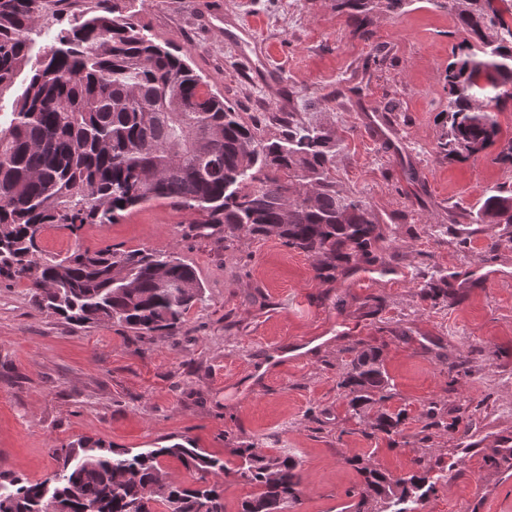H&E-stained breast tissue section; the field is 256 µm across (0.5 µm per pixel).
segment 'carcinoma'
<instances>
[{"instance_id": "1", "label": "carcinoma", "mask_w": 512, "mask_h": 512, "mask_svg": "<svg viewBox=\"0 0 512 512\" xmlns=\"http://www.w3.org/2000/svg\"><path fill=\"white\" fill-rule=\"evenodd\" d=\"M413 0H336L361 36L379 14H398ZM129 0H0V279L25 280L38 310L75 326L117 324L139 337L181 335L185 316L202 300L195 269L170 252L107 246L40 256L37 232L47 224L76 235L86 224H112L138 205L168 200L198 215L195 236L245 232L274 236L315 256L319 279H345L360 269L385 271L383 219L332 173L336 137L280 117L281 132L263 140L258 127L206 88L170 47L133 20ZM472 45L444 72L448 110L439 113V156L450 161L495 149L512 167V137L498 115L512 104V0H443ZM59 25L50 44L32 37L44 14ZM472 224L512 227V188L488 191L469 213ZM423 303L457 299L448 280L421 284ZM351 418L364 421L393 397L379 350L363 346L341 373ZM404 413L378 412L362 434L400 433ZM51 480L31 482L0 472V512H225L216 480L224 460L191 442L145 452L81 438L50 449ZM241 476L257 488L241 512H287L298 501L299 461L236 449ZM174 457L197 484L173 480L161 458ZM362 477L345 512H418L432 489L424 460L393 478L356 457ZM214 480H208V477Z\"/></svg>"}]
</instances>
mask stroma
I'll use <instances>...</instances> for the list:
<instances>
[{"instance_id": "1", "label": "stroma", "mask_w": 512, "mask_h": 512, "mask_svg": "<svg viewBox=\"0 0 512 512\" xmlns=\"http://www.w3.org/2000/svg\"><path fill=\"white\" fill-rule=\"evenodd\" d=\"M139 27L185 55L213 92L257 122L298 112L333 131L332 172L381 215L398 256L391 273L316 279L314 259L274 237L243 233L230 246L194 237L190 212L160 200L78 235L46 226L49 255L119 245L176 253L204 286L179 344L140 339L114 325L79 327L40 312L26 282H0V471L37 482L58 467L49 448L89 436L144 451L191 441L224 458L226 512L255 492L234 473L236 448L255 443L296 457L301 495L292 512H339L360 482L362 456L397 477L415 458L433 461L434 491L420 512H512V236L482 225L457 246L448 215L475 207L512 168L492 152L463 162L436 152L447 110L443 73L465 34L446 9L413 0L375 17L372 39L348 26L336 0H133ZM392 114L384 141L365 115ZM445 278L455 303H421L424 278ZM382 299V311L367 297ZM379 348L406 411L402 434L363 437L338 376L356 342ZM469 356L465 373L449 372ZM443 421L471 424L419 442L430 403Z\"/></svg>"}]
</instances>
